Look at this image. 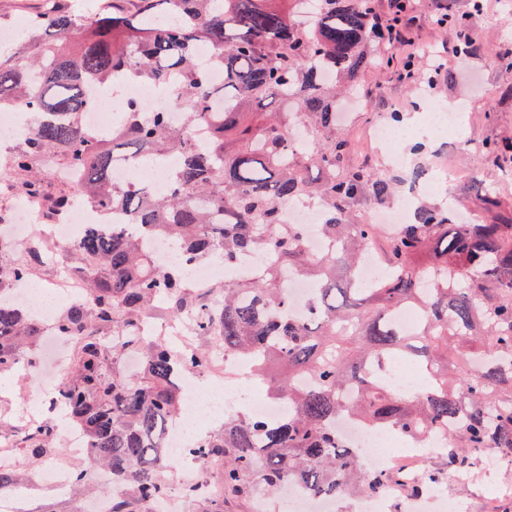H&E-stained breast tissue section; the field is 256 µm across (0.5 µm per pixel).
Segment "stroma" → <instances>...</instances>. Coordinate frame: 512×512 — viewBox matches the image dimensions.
<instances>
[{
  "mask_svg": "<svg viewBox=\"0 0 512 512\" xmlns=\"http://www.w3.org/2000/svg\"><path fill=\"white\" fill-rule=\"evenodd\" d=\"M442 3L443 0H418L411 30L420 48H435L445 60L435 88L421 90L400 79L391 68L364 69L350 119L338 125L339 132L349 141L347 163L387 170L396 183H404L408 169L388 168L386 149L369 141V131L388 121L394 112L402 113L404 120L417 121L421 118L419 106L454 105L460 120L457 134L472 143V153L457 154L445 138L410 139L402 144L409 157L408 168H445L455 174L451 183L422 194L421 202L486 224L512 219V153L496 156L485 151L486 145L512 142V68L501 56L503 46L512 42V0H492L490 8L481 12L472 11L470 0H454L456 11L467 17L479 44L478 53L464 60L451 53L454 30L439 28L433 21ZM48 399L36 372L0 374V439L10 440L17 449V469L22 475L21 484L8 496L16 504L15 512H86L91 501L109 493V486L98 483L86 492L68 483L49 484L40 479L42 471L53 465L72 470L84 468V461L65 453L62 438H54L51 447L38 457L23 449V412L32 405L47 410ZM421 471L424 476L435 477L438 490L450 491L467 512H512L511 496L494 501L488 498L492 490L512 483V466L487 467L480 482L455 486L448 483L445 455L423 462Z\"/></svg>",
  "mask_w": 512,
  "mask_h": 512,
  "instance_id": "1",
  "label": "stroma"
}]
</instances>
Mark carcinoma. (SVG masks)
Returning <instances> with one entry per match:
<instances>
[{"label": "carcinoma", "instance_id": "carcinoma-1", "mask_svg": "<svg viewBox=\"0 0 512 512\" xmlns=\"http://www.w3.org/2000/svg\"><path fill=\"white\" fill-rule=\"evenodd\" d=\"M46 2L28 38L0 54V109L21 106L32 123L7 164L22 192L41 193L38 167L55 155L78 182L51 199L53 211L70 206L77 191L103 216L120 210L130 219L125 228L84 225L71 248L83 262L90 305H72L54 322L75 351L71 378L54 391L50 408L68 415L93 459L112 472L119 488L112 512H153L171 491L162 477V440L181 412L177 379L206 362L201 352L139 335L160 299L176 317L194 310L197 333L219 337L230 357L255 360L257 378L266 379L273 362L288 367V377L268 387V395L288 401L286 415L267 421L227 410L222 432L191 449L224 463L227 492L298 483L336 499L356 487L376 496L401 484L420 496L437 483L363 467L336 434L340 414L414 440L456 420L449 471L466 469L488 448L512 463V221L454 224L444 210L419 209L386 242L392 275L377 288L353 282L360 247L383 233L355 222L351 206L393 191L382 173L346 164L348 142L336 131V85L354 92L363 68L391 65L367 53L376 33L373 0H309L304 27L292 16L302 0H223L220 10L213 0H110L90 16ZM201 45L223 67L224 86L209 87L198 70ZM118 74L162 87L177 77L171 106L184 113V125L133 107L107 137L87 128L84 115L95 108L90 90L112 88ZM295 122L307 126L305 151L290 140ZM197 127L208 131L199 152L190 143ZM171 154L179 163L165 191L114 185L116 163H160ZM302 199L322 206L318 232L339 249L313 257L301 226L281 223L280 205ZM143 235L177 245L178 262L156 267ZM425 250L431 262L416 265ZM254 251L316 282L306 319L292 315L275 267L224 285L217 302L192 295L187 267L206 259L231 265ZM41 261L31 247L21 260L0 263V294ZM401 309L418 313L415 329L394 325L390 315ZM108 328L124 342L109 344ZM40 337L38 321L0 299V373L30 360L27 348ZM134 345L142 350L137 374L114 371L110 358ZM394 358L427 377L424 392L407 397L385 386L381 374ZM302 376L312 383L299 387ZM52 432L49 423L29 426L28 453L46 452ZM19 482L16 469L0 466V492Z\"/></svg>", "mask_w": 512, "mask_h": 512}]
</instances>
